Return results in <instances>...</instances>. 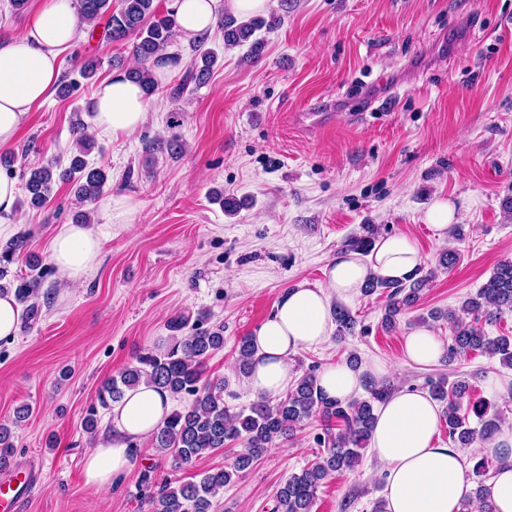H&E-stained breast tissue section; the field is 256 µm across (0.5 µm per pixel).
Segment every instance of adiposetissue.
Returning a JSON list of instances; mask_svg holds the SVG:
<instances>
[{"label": "adipose tissue", "instance_id": "obj_1", "mask_svg": "<svg viewBox=\"0 0 512 512\" xmlns=\"http://www.w3.org/2000/svg\"><path fill=\"white\" fill-rule=\"evenodd\" d=\"M270 0H169L182 42L199 39L218 16L246 17L267 11ZM84 24L75 0H37L23 31L0 40V148L11 146L31 108L46 100L60 77L58 57L72 46ZM150 100L141 85L118 73L95 96L92 123L113 138L127 137L147 121ZM101 239L85 224L61 225L50 243V258L63 278L82 282L100 263ZM423 262L405 235L379 237L367 255L342 251L322 284L286 289L273 313L252 337L256 353L247 387L272 399L288 385L290 359L299 349L322 345L333 328L332 298L350 300L367 279H405ZM173 398L167 391L140 385L113 404L111 426L84 460L87 485L109 488L133 471L139 457L131 445L152 436L168 419ZM442 410L427 393L403 388L379 406L371 450L384 467L386 512H462L471 486L463 457L437 440ZM493 445L504 466L491 481L495 512H512V426H502Z\"/></svg>", "mask_w": 512, "mask_h": 512}]
</instances>
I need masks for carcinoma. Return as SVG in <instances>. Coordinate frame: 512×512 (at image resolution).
Returning a JSON list of instances; mask_svg holds the SVG:
<instances>
[{"instance_id": "cac0c4a2", "label": "carcinoma", "mask_w": 512, "mask_h": 512, "mask_svg": "<svg viewBox=\"0 0 512 512\" xmlns=\"http://www.w3.org/2000/svg\"><path fill=\"white\" fill-rule=\"evenodd\" d=\"M82 20L93 25L107 18V36L114 42L133 39L132 52L138 65L126 69L129 78L142 85L147 94L157 91L152 68L157 56L166 51L174 35L175 20L169 11H162L157 0H78ZM224 28V46L236 47L248 42L263 20L239 21L231 15L220 20ZM215 63V53L202 51L195 59L185 80L204 83ZM77 151L70 164L59 169L54 162L34 166L22 173L25 177L27 202L33 208L43 206L50 198L52 185L60 180L72 185L75 198L86 207L103 192L108 181V165L95 166L86 160L93 148L86 123L81 121L74 128ZM380 227L363 225V234L350 240L349 245L363 253L371 248ZM31 235L23 232L0 246V293L10 292L16 301L25 306L24 327L36 323L40 308L37 302L44 278L42 259L30 251ZM460 261L457 248L443 250L436 268L450 270ZM23 263L25 269L11 271ZM434 271L421 275L416 270L404 280L372 278L363 288L366 295L380 290L386 293V306L382 323L391 330L398 317L412 309L420 300L423 288ZM512 312V260L496 265L486 283L473 297L461 305L460 313L448 312L453 323L452 344L448 346L445 360L453 362L461 355L479 351L490 358L512 367V338L486 336L479 323L491 322L498 316ZM337 335L344 337L354 332L357 321L349 310L338 306L334 310ZM224 347V328L200 330L173 342L160 352H147L136 358V363L126 367L117 377L107 380L98 391V401L107 407L118 402L126 390L143 382L173 395L187 393L193 396L190 406L172 412L167 422L151 437L158 453L168 456L178 466L188 465L205 454L214 453L233 441L243 443L232 466L206 472L197 482L178 486L170 481L156 484L151 494L152 512H215V498L233 478L248 470L253 462L265 454L271 445L287 441L298 425L314 414L322 417L323 433L318 442L324 447L316 460L291 475L274 497L273 512H314L317 492L325 480L359 465L362 451L371 440L375 421V404L384 402L392 388L387 384L369 386L370 398L362 401L341 402L331 400L318 385L315 370L304 374L296 386L271 405L261 399L249 409L233 412L224 403V382L202 379L203 365L217 350ZM255 346L248 336L238 344L237 363L240 372L247 373ZM431 395L445 403L444 418L448 437L459 448H467L477 441L492 439L501 428L503 418L492 405L482 401L470 407L478 419L479 427L470 425L468 415L462 413L464 400L469 398L468 385L463 380L448 383L440 380L431 385ZM11 430L0 425V468L10 464L14 456ZM477 486L471 502L477 512H494L491 504L488 456H482L473 465Z\"/></svg>"}]
</instances>
